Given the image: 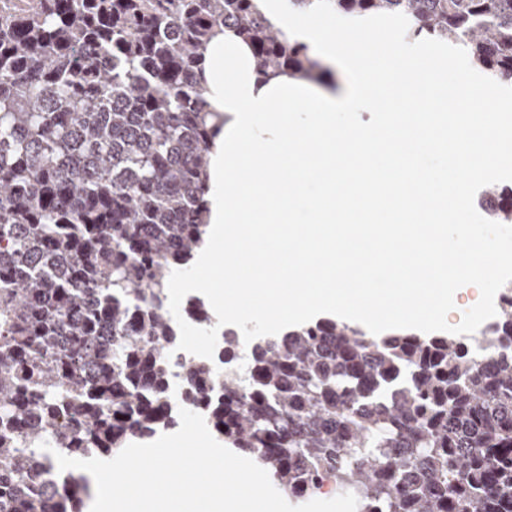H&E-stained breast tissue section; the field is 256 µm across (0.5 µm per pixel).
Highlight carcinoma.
I'll return each mask as SVG.
<instances>
[{"mask_svg": "<svg viewBox=\"0 0 512 512\" xmlns=\"http://www.w3.org/2000/svg\"><path fill=\"white\" fill-rule=\"evenodd\" d=\"M401 12L512 86V0H331ZM233 29L262 77L329 73L254 0H0V512H81L84 477L39 444L106 455L175 423L171 272L204 245L219 131L208 43ZM512 221V187L484 192ZM472 338L331 319L182 366L189 407L276 485L327 482L358 512H512V295Z\"/></svg>", "mask_w": 512, "mask_h": 512, "instance_id": "cac0c4a2", "label": "carcinoma"}]
</instances>
